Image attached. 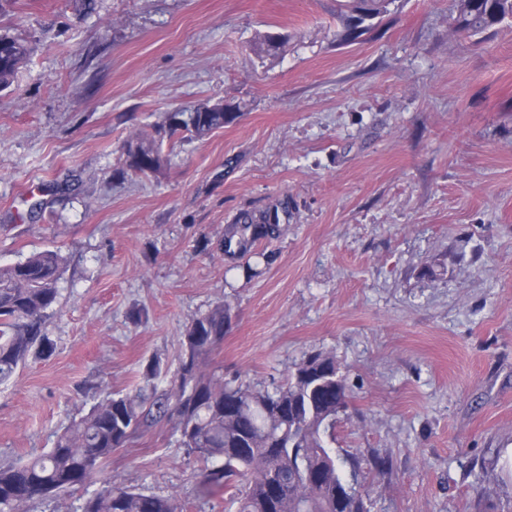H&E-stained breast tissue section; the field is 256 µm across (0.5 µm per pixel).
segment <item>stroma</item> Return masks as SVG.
Instances as JSON below:
<instances>
[{
    "label": "stroma",
    "mask_w": 512,
    "mask_h": 512,
    "mask_svg": "<svg viewBox=\"0 0 512 512\" xmlns=\"http://www.w3.org/2000/svg\"><path fill=\"white\" fill-rule=\"evenodd\" d=\"M454 9L395 0L342 44L336 0L6 6L0 31L31 53L0 88V265L68 262L54 353L0 385V459L46 452L106 395L168 390L186 326L223 303L225 380L335 356L333 451L391 463L366 475L371 512H512V24L464 39ZM217 101L232 122L126 172L128 140ZM284 195L272 262L229 267L225 224ZM202 469L163 418L103 473L236 512Z\"/></svg>",
    "instance_id": "35a3bbf8"
}]
</instances>
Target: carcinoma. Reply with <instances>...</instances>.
I'll list each match as a JSON object with an SVG mask.
<instances>
[{"label": "carcinoma", "mask_w": 512, "mask_h": 512, "mask_svg": "<svg viewBox=\"0 0 512 512\" xmlns=\"http://www.w3.org/2000/svg\"><path fill=\"white\" fill-rule=\"evenodd\" d=\"M393 0H336L339 42H353L373 28ZM512 19V0H457L449 27L474 36ZM29 54L25 41L0 33V88L9 86ZM232 119L218 102L172 112L158 128L168 138H202ZM162 156L156 141L127 142L126 168L155 174ZM292 201L283 196L258 210H244L224 226V260L270 256L260 245L276 239ZM58 249L0 266V384L31 356H49L54 341L45 331L54 313L65 268ZM230 307L218 304L194 317L181 343L180 366L171 388L150 398L107 395L90 414L65 431L53 448L26 462L0 463V512H26L33 499L54 496L97 481L112 452L125 448L150 417L173 423L180 444L206 470L203 491H224L237 512H370L356 489L361 468L333 454L328 431L345 410L346 377L336 357L313 351L273 389L224 381L209 368L230 326ZM82 512H181L177 497L145 495L112 480L88 499Z\"/></svg>", "instance_id": "cac0c4a2"}]
</instances>
